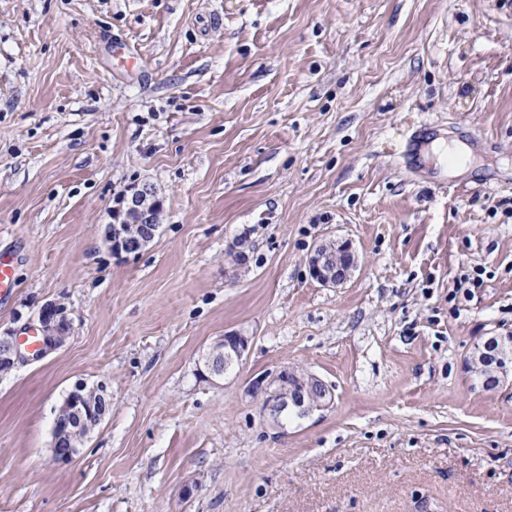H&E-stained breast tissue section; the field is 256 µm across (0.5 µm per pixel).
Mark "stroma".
Returning a JSON list of instances; mask_svg holds the SVG:
<instances>
[{
	"label": "stroma",
	"instance_id": "35a3bbf8",
	"mask_svg": "<svg viewBox=\"0 0 512 512\" xmlns=\"http://www.w3.org/2000/svg\"><path fill=\"white\" fill-rule=\"evenodd\" d=\"M425 124L470 172L409 167ZM145 183L159 232L114 252ZM0 253V331L72 324L0 372V512H512V383L467 368L512 336V0H0ZM292 366L336 399L279 428L251 385ZM79 383L111 405L59 465ZM122 214H118L114 218L113 224H110L106 231V242L112 250L126 254H137L136 246H131L128 241L132 237L129 231L128 220L121 218ZM332 247V250H329ZM357 268V257L348 240H330L315 246L308 258L311 278L322 286L337 288L346 283ZM38 322L39 326L36 330L40 343L37 336L29 335L24 338V342L34 351L35 355L38 354L39 348L40 354H46L64 344L71 330V322L64 307L56 303L46 304L41 309ZM249 339L236 332L225 333L214 342L203 356L202 377L210 381L223 379L224 375L242 364L248 350Z\"/></svg>",
	"mask_w": 512,
	"mask_h": 512
}]
</instances>
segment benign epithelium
Returning <instances> with one entry per match:
<instances>
[{"instance_id": "obj_1", "label": "benign epithelium", "mask_w": 512, "mask_h": 512, "mask_svg": "<svg viewBox=\"0 0 512 512\" xmlns=\"http://www.w3.org/2000/svg\"><path fill=\"white\" fill-rule=\"evenodd\" d=\"M127 211L135 215L137 226L159 223L160 202L154 188L143 184L135 189ZM132 234L126 220L116 215L106 231V242L112 250L134 254L136 246L129 244ZM357 268V257L348 240H330L315 246L308 258L311 278L319 284L337 288L346 283ZM37 332L40 353L46 354L61 347L71 330V322L64 307L56 303L45 305L38 318ZM249 339L236 332H228L214 342L203 356L205 373L202 377L214 381L242 364ZM19 337L11 330L0 333V367L11 368L21 357ZM512 364V343L499 337L487 339L475 348L470 367L492 385L506 380ZM86 384L74 387L59 407L52 430V459L59 465L71 463L88 441L90 434L100 426L107 409L86 405ZM253 393L262 398V411L268 419L282 425L283 418L293 413L305 418L329 408L334 402L333 388L313 374L295 369H282L272 378H260L252 386Z\"/></svg>"}]
</instances>
